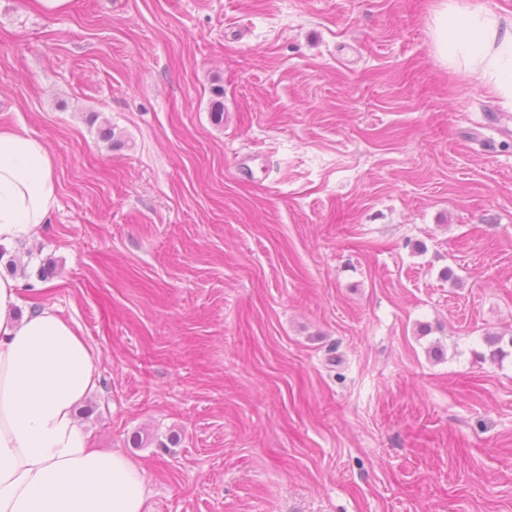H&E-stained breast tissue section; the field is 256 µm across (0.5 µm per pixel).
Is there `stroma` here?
Returning a JSON list of instances; mask_svg holds the SVG:
<instances>
[{"label": "stroma", "mask_w": 512, "mask_h": 512, "mask_svg": "<svg viewBox=\"0 0 512 512\" xmlns=\"http://www.w3.org/2000/svg\"><path fill=\"white\" fill-rule=\"evenodd\" d=\"M433 4L0 0V126L57 187L21 294L149 512H512V106Z\"/></svg>", "instance_id": "1"}]
</instances>
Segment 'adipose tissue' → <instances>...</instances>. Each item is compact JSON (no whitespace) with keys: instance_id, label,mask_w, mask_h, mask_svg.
Masks as SVG:
<instances>
[{"instance_id":"ef3b65f1","label":"adipose tissue","mask_w":512,"mask_h":512,"mask_svg":"<svg viewBox=\"0 0 512 512\" xmlns=\"http://www.w3.org/2000/svg\"><path fill=\"white\" fill-rule=\"evenodd\" d=\"M439 60L512 105V17L437 0ZM54 161L33 136L0 127V246L33 240L57 202ZM0 276V512H148L145 468L99 449L79 416L98 388L94 353L49 305L22 309Z\"/></svg>"}]
</instances>
